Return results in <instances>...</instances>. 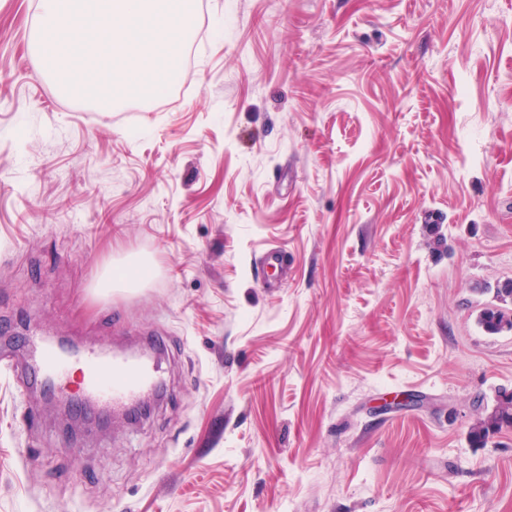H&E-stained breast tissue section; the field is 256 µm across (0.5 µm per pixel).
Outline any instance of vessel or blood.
<instances>
[{
	"instance_id": "obj_1",
	"label": "vessel or blood",
	"mask_w": 512,
	"mask_h": 512,
	"mask_svg": "<svg viewBox=\"0 0 512 512\" xmlns=\"http://www.w3.org/2000/svg\"><path fill=\"white\" fill-rule=\"evenodd\" d=\"M31 356L41 374L62 395L77 392L84 403L119 411L135 405L153 389L158 368L145 356L116 353L108 348L66 349L39 336L28 339Z\"/></svg>"
}]
</instances>
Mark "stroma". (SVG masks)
<instances>
[{
    "label": "stroma",
    "instance_id": "obj_1",
    "mask_svg": "<svg viewBox=\"0 0 512 512\" xmlns=\"http://www.w3.org/2000/svg\"><path fill=\"white\" fill-rule=\"evenodd\" d=\"M38 2L0 0V327L161 340L167 388L77 435L0 338V512H512V428L468 437L512 389L475 323L512 279V0H195L181 86L112 109L42 70Z\"/></svg>",
    "mask_w": 512,
    "mask_h": 512
}]
</instances>
